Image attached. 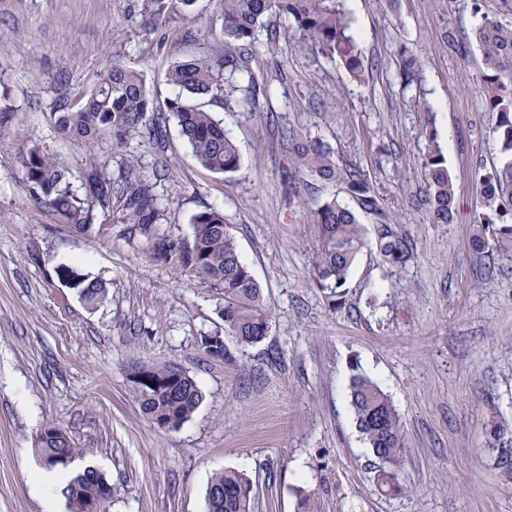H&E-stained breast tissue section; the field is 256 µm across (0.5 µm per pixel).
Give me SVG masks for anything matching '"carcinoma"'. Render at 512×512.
Returning <instances> with one entry per match:
<instances>
[{
  "label": "carcinoma",
  "instance_id": "obj_1",
  "mask_svg": "<svg viewBox=\"0 0 512 512\" xmlns=\"http://www.w3.org/2000/svg\"><path fill=\"white\" fill-rule=\"evenodd\" d=\"M195 0H142L146 25L158 28L171 12L188 10ZM221 21L209 52L186 56L176 61L167 73V82L180 90L167 103V110L154 107L142 75L114 64L101 75L75 110L58 106L54 113L57 127L81 145H93L112 139V148L125 149L135 137H156L169 117H174L182 137L202 166L216 173H232L240 165L239 151L224 130L221 121L194 99L207 97L224 103L226 92H235L238 80L245 78L249 103L256 105L258 95H267L252 67L256 56L255 31L266 16L285 19L298 34L299 43L330 60H339L356 80H363L365 66L361 51L351 35V18L346 0H214ZM482 53L481 83L486 91V106L495 115L492 128L501 160L482 175L481 191L489 213L481 219L484 231L496 248L512 252V224L504 218L512 214V22L482 17L474 33ZM399 75L402 90L418 81L416 59L401 52ZM19 156L32 184L36 199L60 219L80 230L92 226L93 208L105 211L112 206L115 181L106 169L89 161L84 173L83 195L71 189L69 168L39 144L19 149ZM299 183L306 179L336 181L345 185L355 200L353 210L333 198L315 213L317 252L312 274L323 289L335 294L342 288L365 246L358 212L373 216L379 249L392 266L409 259L407 240L395 229V221L382 203V197L367 175L355 168L337 166L332 151L324 143L310 140L296 152ZM422 166L427 181L430 223L451 224L456 211L453 182L437 134L428 133L427 151ZM135 160L122 178L125 217L143 233H150L159 220L157 197L153 187L133 178ZM191 241L179 254L181 265L224 289V332L242 344H256L267 333L269 310L260 286L249 266L239 255L234 237L224 223V214L215 209L197 213L191 219ZM107 285L99 279L88 281L79 290L88 305L101 302ZM144 380L129 381L130 391L142 414L162 428L178 429L189 420L202 401V393L192 376L175 364L140 365L131 370ZM350 403L356 425L373 455L380 461L374 480L382 495L402 491L399 481L404 434L401 417L389 395L370 378L356 374L350 383ZM47 437L38 433L35 451L40 465L56 467L59 456L74 462L82 456L67 432L55 425ZM506 424L493 420L489 433L503 442L496 448L495 464L512 477V442L504 439ZM68 505L78 499L97 500L99 512H108L112 502V484L98 471L87 467L76 473L61 490ZM208 512H253L252 479L244 472L226 470L211 477L206 490Z\"/></svg>",
  "mask_w": 512,
  "mask_h": 512
}]
</instances>
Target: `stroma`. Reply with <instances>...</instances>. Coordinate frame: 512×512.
I'll return each mask as SVG.
<instances>
[{
    "mask_svg": "<svg viewBox=\"0 0 512 512\" xmlns=\"http://www.w3.org/2000/svg\"><path fill=\"white\" fill-rule=\"evenodd\" d=\"M213 6L196 0L154 30L137 0H0V89L11 108L0 140V512H44L48 498L68 512L61 492L47 498L30 482L36 435L51 423L111 483L109 512H207L208 482L227 469L251 477L255 512H302L305 495L316 512H512V479L484 432L494 416L512 423V260L471 246L483 212L477 176L500 161L474 30L486 14L512 21V0H347L361 81L298 44L282 18H263L253 67L270 99L249 111L241 89L214 109L240 153L233 173L203 167L173 120L161 141L136 139L127 153L58 130L59 103H82L115 63L140 72L165 107L178 94L168 70L211 42ZM271 27L281 31L272 46ZM404 51L420 66L406 92ZM430 127L455 188L451 224L428 219ZM314 139L367 173L410 251L405 265L386 264L361 215L367 247L334 296L313 280L312 218L329 198L351 197L329 181L299 185L294 147ZM33 142L68 165L76 190L89 160L117 181L129 156L146 179L165 159L158 233L178 249L195 214L223 212L270 310L265 338L244 346L225 336V358L209 356L201 339L223 334V293L176 258H154L120 197L90 230L61 223L18 158ZM65 268L106 281L107 299L86 306ZM169 362L203 395L175 430L144 418L128 383L132 364ZM358 372L402 417L396 495L377 492V460L356 428Z\"/></svg>",
    "mask_w": 512,
    "mask_h": 512,
    "instance_id": "stroma-1",
    "label": "stroma"
}]
</instances>
